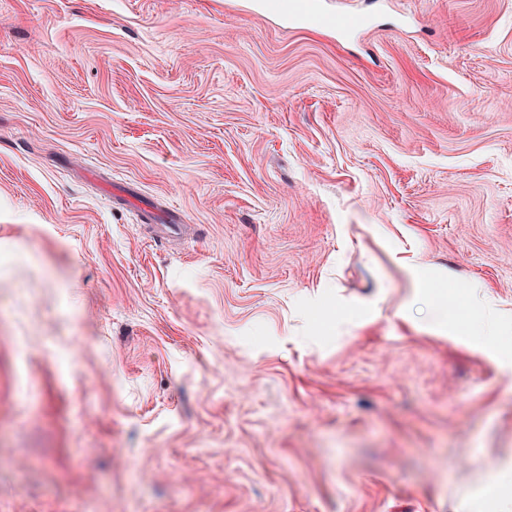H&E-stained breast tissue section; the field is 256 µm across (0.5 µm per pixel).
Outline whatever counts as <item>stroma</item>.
I'll use <instances>...</instances> for the list:
<instances>
[{
    "mask_svg": "<svg viewBox=\"0 0 512 512\" xmlns=\"http://www.w3.org/2000/svg\"><path fill=\"white\" fill-rule=\"evenodd\" d=\"M0 512H512V0H0Z\"/></svg>",
    "mask_w": 512,
    "mask_h": 512,
    "instance_id": "obj_1",
    "label": "stroma"
}]
</instances>
